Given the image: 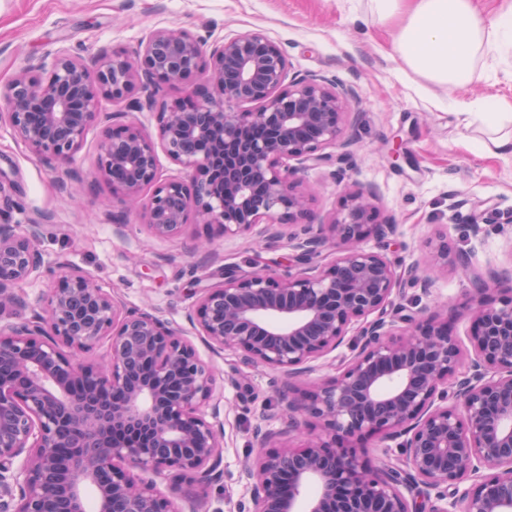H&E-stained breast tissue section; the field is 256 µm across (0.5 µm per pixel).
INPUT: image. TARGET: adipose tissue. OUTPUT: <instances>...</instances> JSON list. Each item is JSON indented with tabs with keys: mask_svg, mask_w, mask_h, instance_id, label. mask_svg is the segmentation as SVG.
<instances>
[{
	"mask_svg": "<svg viewBox=\"0 0 512 512\" xmlns=\"http://www.w3.org/2000/svg\"><path fill=\"white\" fill-rule=\"evenodd\" d=\"M370 11L379 23L397 21L394 46L404 68L448 92L489 77L493 59L512 53V4L488 19L474 0H370ZM448 106L480 124L472 149L512 155L511 102L451 98Z\"/></svg>",
	"mask_w": 512,
	"mask_h": 512,
	"instance_id": "1",
	"label": "adipose tissue"
}]
</instances>
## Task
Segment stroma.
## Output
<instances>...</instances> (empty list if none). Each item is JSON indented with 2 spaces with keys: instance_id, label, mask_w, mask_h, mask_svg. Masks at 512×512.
<instances>
[{
  "instance_id": "obj_1",
  "label": "stroma",
  "mask_w": 512,
  "mask_h": 512,
  "mask_svg": "<svg viewBox=\"0 0 512 512\" xmlns=\"http://www.w3.org/2000/svg\"><path fill=\"white\" fill-rule=\"evenodd\" d=\"M173 26L211 41L263 31L285 51L292 74L322 76L351 91L354 141L346 160L298 173L314 192V223H330L345 192L372 188L379 218L393 231L383 240L368 237L364 246L384 254L397 272L424 270L427 245L441 234L451 251L470 253L477 270L512 265V227L500 221L512 213V155L488 157L468 147L476 126L438 105L442 90L403 69L393 25L373 23L368 0H0V88L56 53L91 66L101 55L134 51L153 30ZM106 129V122L95 121L68 168L54 170L0 123V223L21 232L34 220L43 225L34 245L44 270L22 284L21 314L41 310L50 271L65 263L92 275L127 308L149 309L179 327L224 380V478L205 490L174 484L167 474L156 483L184 510L236 512L249 498L242 471L257 454L255 426L280 433L284 445L298 443L287 415L273 405L277 393L301 396L315 381L334 376L351 352L341 347L291 378L242 364L232 351H213L188 320L201 290L221 281L229 265L296 270L294 252L287 239L268 241L261 224L238 237L202 224L186 226L175 238L152 237L98 170ZM75 176L86 185L76 202L66 190ZM208 236L213 256L206 260L196 244ZM470 287L469 274L449 266L429 289H400L385 318L399 329L403 318L428 307L467 338L471 321L457 310Z\"/></svg>"
}]
</instances>
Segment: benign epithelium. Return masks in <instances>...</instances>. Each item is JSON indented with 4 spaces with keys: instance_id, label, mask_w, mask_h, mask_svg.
I'll list each match as a JSON object with an SVG mask.
<instances>
[{
    "instance_id": "1",
    "label": "benign epithelium",
    "mask_w": 512,
    "mask_h": 512,
    "mask_svg": "<svg viewBox=\"0 0 512 512\" xmlns=\"http://www.w3.org/2000/svg\"><path fill=\"white\" fill-rule=\"evenodd\" d=\"M204 71L206 82L164 101L157 132L126 119L155 100L128 101L136 84L159 88ZM125 105L99 145L101 174L160 239L189 224H216L236 237L256 225L288 234L302 268L224 271L202 289L189 319L215 350L292 376L349 344L336 375L282 408L316 424L298 447L261 451L244 474L242 512H512V272L473 274L463 309L474 357L456 379L459 338L433 313L395 337L384 319L397 287L428 284L466 252L432 244L434 264L406 279L365 238L377 224L375 192H347L330 224L310 220L311 195L295 178L305 165L347 155V100L323 77H290L280 45L262 31L211 43L182 28L155 29L135 55L114 51L89 71L66 53L32 65L0 91V120L50 167L82 146L102 100ZM181 167L162 177L158 151ZM0 225V317L23 305L19 286L42 268L32 241ZM334 258L326 260V246ZM358 334L350 335L354 326ZM102 339L106 359L80 356ZM0 512H183L158 489L169 472L208 484L224 462V399L213 370L181 332L147 310L129 309L90 275L65 267L42 311L0 328ZM396 442L397 462L372 469L357 444Z\"/></svg>"
}]
</instances>
